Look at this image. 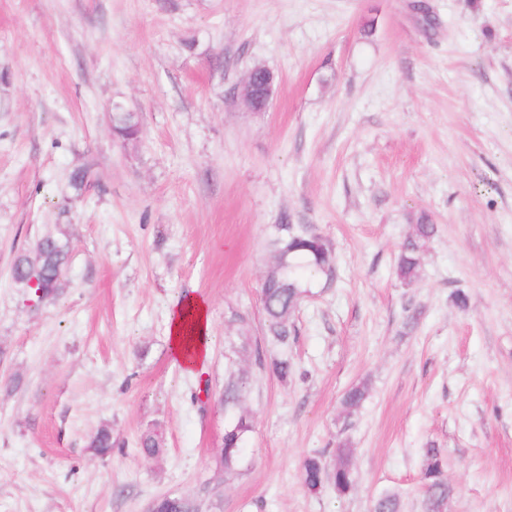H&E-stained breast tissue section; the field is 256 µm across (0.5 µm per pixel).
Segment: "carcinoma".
<instances>
[{"label":"carcinoma","instance_id":"1","mask_svg":"<svg viewBox=\"0 0 512 512\" xmlns=\"http://www.w3.org/2000/svg\"><path fill=\"white\" fill-rule=\"evenodd\" d=\"M434 233L435 225L425 219L415 225V236L403 246L398 259L397 275L400 279L410 282L416 277L420 249ZM272 246L267 277L260 289V302L266 320L265 339L267 343L280 348L282 353L268 356L263 347L257 344L248 355L254 357V365L258 369L286 381L294 369L288 357V345L297 336L293 315L303 294L307 292L304 288V275L315 272L331 280L335 275V267L328 240L313 227L277 224ZM67 259L66 245L46 235L37 241L33 254L22 253L17 256L13 267L14 283L21 288L29 287L27 268L37 263L40 266L38 283L29 288L32 293L39 292L46 299L61 288ZM228 371L229 379L224 384V406L230 420L224 429L222 462L225 471L234 472L243 460L246 437L254 428L251 416L241 406L251 385L252 375L234 363L229 365ZM367 396L368 386L365 384L350 388L342 400L345 411L351 414L358 410ZM162 447V437L157 433H148L141 438L140 451L147 457L159 455ZM89 448L100 457L111 454V431L105 427L98 429L90 438ZM301 479L304 486L314 493L327 482L340 494L349 492L354 483L351 450L342 444L338 445L336 464L331 470L325 465L323 455L306 457L301 465ZM422 480V512H443L448 500V481L441 449H427ZM151 512H195V506L188 497L163 495L153 501ZM374 512H401L399 497L390 492L382 493L376 500Z\"/></svg>","mask_w":512,"mask_h":512}]
</instances>
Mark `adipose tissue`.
<instances>
[{
  "mask_svg": "<svg viewBox=\"0 0 512 512\" xmlns=\"http://www.w3.org/2000/svg\"><path fill=\"white\" fill-rule=\"evenodd\" d=\"M208 326V307L198 298L185 301L172 317L170 348L186 369L198 368L207 360L208 351L202 345V336Z\"/></svg>",
  "mask_w": 512,
  "mask_h": 512,
  "instance_id": "1",
  "label": "adipose tissue"
}]
</instances>
